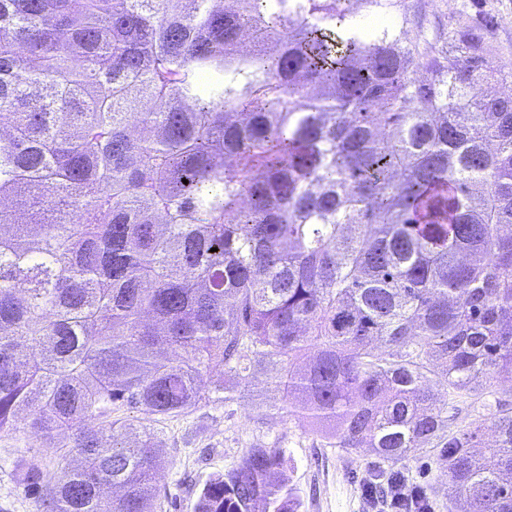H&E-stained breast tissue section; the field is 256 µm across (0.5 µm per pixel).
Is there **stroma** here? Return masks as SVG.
<instances>
[{"label": "stroma", "mask_w": 512, "mask_h": 512, "mask_svg": "<svg viewBox=\"0 0 512 512\" xmlns=\"http://www.w3.org/2000/svg\"><path fill=\"white\" fill-rule=\"evenodd\" d=\"M424 20L438 26L452 23L484 34L483 54L501 70L512 71V0H419ZM262 384H252L230 405L208 404L166 423L137 413L136 423L154 427L165 449L167 465L158 482L163 512H194L197 493L213 474L231 469L245 446L256 439L282 440L289 462L290 484L304 503L303 512H388V503L370 507L361 480L375 458L370 449L348 455L328 447L310 424L260 400ZM56 470L51 449L23 426L0 434V512H35V502L19 482L21 467L30 458ZM409 487L426 493L431 512H448L447 478L428 456L403 461Z\"/></svg>", "instance_id": "stroma-1"}]
</instances>
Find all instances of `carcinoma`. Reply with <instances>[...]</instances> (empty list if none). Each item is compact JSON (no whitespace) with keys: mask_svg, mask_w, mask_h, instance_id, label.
I'll list each match as a JSON object with an SVG mask.
<instances>
[{"mask_svg":"<svg viewBox=\"0 0 512 512\" xmlns=\"http://www.w3.org/2000/svg\"><path fill=\"white\" fill-rule=\"evenodd\" d=\"M0 0V433L37 512H157L166 420L270 402L512 512V95L416 0ZM491 413L453 430L448 409ZM257 439L194 512H302Z\"/></svg>","mask_w":512,"mask_h":512,"instance_id":"obj_1","label":"carcinoma"}]
</instances>
